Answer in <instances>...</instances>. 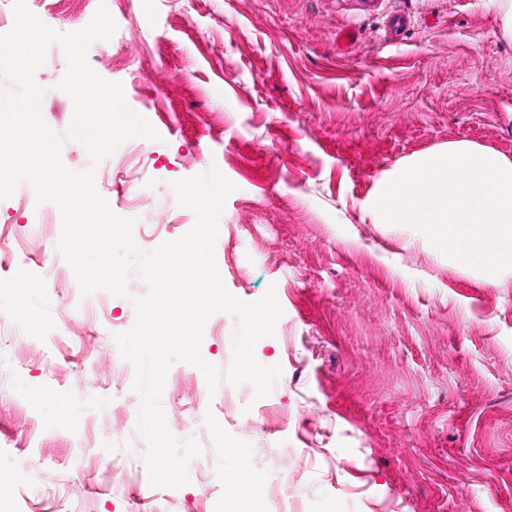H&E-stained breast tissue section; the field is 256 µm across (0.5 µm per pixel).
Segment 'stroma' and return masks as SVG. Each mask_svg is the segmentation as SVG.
Returning a JSON list of instances; mask_svg holds the SVG:
<instances>
[{"label":"stroma","mask_w":512,"mask_h":512,"mask_svg":"<svg viewBox=\"0 0 512 512\" xmlns=\"http://www.w3.org/2000/svg\"><path fill=\"white\" fill-rule=\"evenodd\" d=\"M46 26L73 32L106 6L110 39L87 61L120 84L127 106L157 131L99 164L65 141L63 164L94 169L111 210L137 218L138 199L164 213L134 232L151 251L189 232L195 213L172 182L218 170L234 184L214 246L227 290L246 302L274 290L282 315L254 346L280 366L261 404L242 386L209 390L196 366L174 362L164 391L184 409L169 422L201 447L187 484L149 481L137 430L140 396L113 387L128 365L115 341L133 328L149 287L130 275L87 313L59 252L61 213L29 183L0 200V512H225L237 457L267 493L291 483L299 512H512V273L487 282L404 224L361 208L402 161L451 140L512 157V40L491 0H26ZM352 32L342 43L340 31ZM37 68L40 113L56 133L74 116L60 90L59 44ZM26 301L29 316L13 309ZM237 319L209 317L200 345L227 370ZM84 381L82 398L69 382ZM114 413L112 437L93 418Z\"/></svg>","instance_id":"1"}]
</instances>
